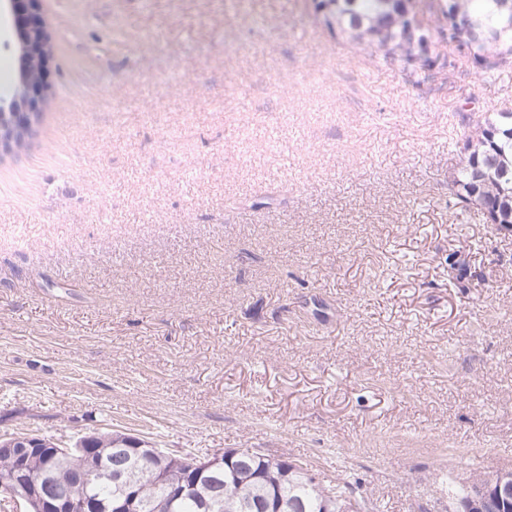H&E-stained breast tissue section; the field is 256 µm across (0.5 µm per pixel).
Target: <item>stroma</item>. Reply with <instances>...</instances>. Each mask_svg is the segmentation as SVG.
Listing matches in <instances>:
<instances>
[{
  "label": "stroma",
  "mask_w": 512,
  "mask_h": 512,
  "mask_svg": "<svg viewBox=\"0 0 512 512\" xmlns=\"http://www.w3.org/2000/svg\"><path fill=\"white\" fill-rule=\"evenodd\" d=\"M0 156V432L249 448L379 512L512 469V235L454 214L512 66L392 72L312 0H42ZM18 18L25 11L23 25L17 21L14 49L19 60L17 80L10 97L0 98V112L13 113L11 125L0 126V151H21L17 139L25 128H31L34 118L42 111L47 86L45 73L52 57L51 37L42 23L37 21L41 0H6ZM24 115L21 123L14 118Z\"/></svg>",
  "instance_id": "stroma-1"
}]
</instances>
